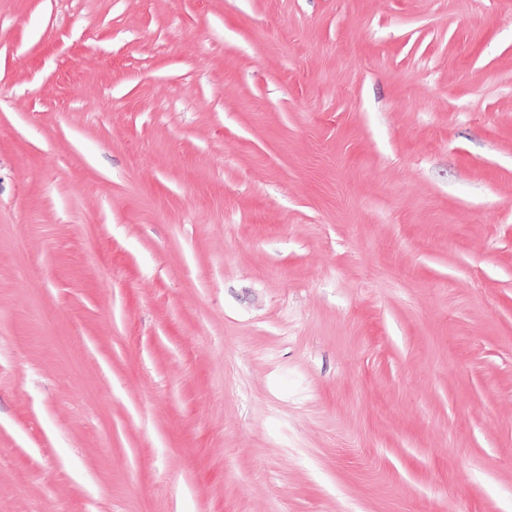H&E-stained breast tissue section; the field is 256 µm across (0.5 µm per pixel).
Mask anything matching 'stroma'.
I'll return each mask as SVG.
<instances>
[{
  "instance_id": "1",
  "label": "stroma",
  "mask_w": 512,
  "mask_h": 512,
  "mask_svg": "<svg viewBox=\"0 0 512 512\" xmlns=\"http://www.w3.org/2000/svg\"><path fill=\"white\" fill-rule=\"evenodd\" d=\"M2 503L512 512V0H0Z\"/></svg>"
}]
</instances>
